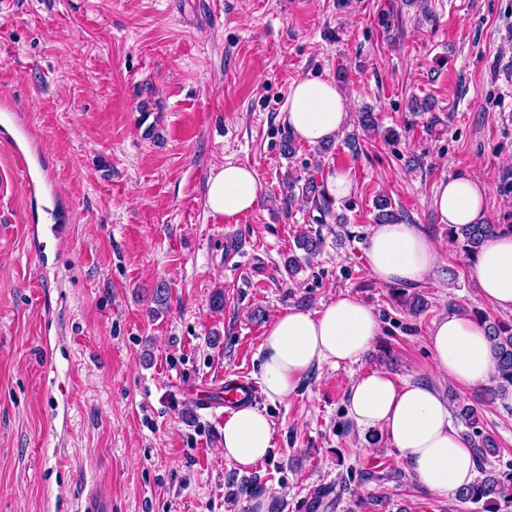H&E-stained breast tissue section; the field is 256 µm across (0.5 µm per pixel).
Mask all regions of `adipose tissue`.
Listing matches in <instances>:
<instances>
[{"label": "adipose tissue", "mask_w": 512, "mask_h": 512, "mask_svg": "<svg viewBox=\"0 0 512 512\" xmlns=\"http://www.w3.org/2000/svg\"><path fill=\"white\" fill-rule=\"evenodd\" d=\"M281 118L298 139L316 144L335 139L350 114L334 83L308 77L291 85ZM259 190L253 167L229 162L210 176L205 206L234 224L256 207ZM486 196L483 182L459 175L439 183L433 206L440 223L481 224ZM366 258L371 275L384 285L420 283L440 265L433 241L414 224L375 225ZM472 271L484 300L512 311V232L488 239ZM379 332L373 309L347 294L318 312L296 307L283 311L268 326L261 345L263 393L269 401H284L315 368L357 362ZM428 344L439 375L450 384L473 387L494 374L486 334L470 315L451 312L436 321ZM346 410L360 432L384 436L424 491L448 495L473 482L477 463L434 384L399 385L387 372L375 370L352 383ZM272 438L273 423L266 412L250 404L239 406L224 421V458L241 468L252 467L269 456Z\"/></svg>", "instance_id": "1"}]
</instances>
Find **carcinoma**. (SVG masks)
<instances>
[{"instance_id": "1", "label": "carcinoma", "mask_w": 512, "mask_h": 512, "mask_svg": "<svg viewBox=\"0 0 512 512\" xmlns=\"http://www.w3.org/2000/svg\"><path fill=\"white\" fill-rule=\"evenodd\" d=\"M301 192V199L305 203H311L319 211V221L323 224L332 219L337 224L344 223V216L334 213L332 200L325 191V186L309 178L304 183L294 180L287 184V194L284 201L288 202L295 197V192ZM375 209L378 211L376 221L380 224H399L405 222V216L397 212L390 199L379 197L375 201ZM449 235L457 244L460 252L467 258L477 254L485 241L494 234L496 227L493 224H464L448 228ZM297 246L306 256H313L323 246V238L319 234L310 233L303 235L297 241ZM399 303L408 309L411 314H419L427 307L424 297L414 291L406 292L401 289L397 293ZM487 339L490 343L493 359L496 364L497 375L495 379L499 382L498 388L505 391L512 388V326L508 324H488L483 316H478ZM456 415L472 429L466 434L475 457L477 468L481 477L477 478L467 487L456 492V499L461 503L482 504L486 512H499L500 503L512 502V497L507 489L512 486V469L508 471H496L489 467V458L496 456L499 452L498 445L494 438L482 431L477 430V417L474 409L465 404L457 405Z\"/></svg>"}]
</instances>
